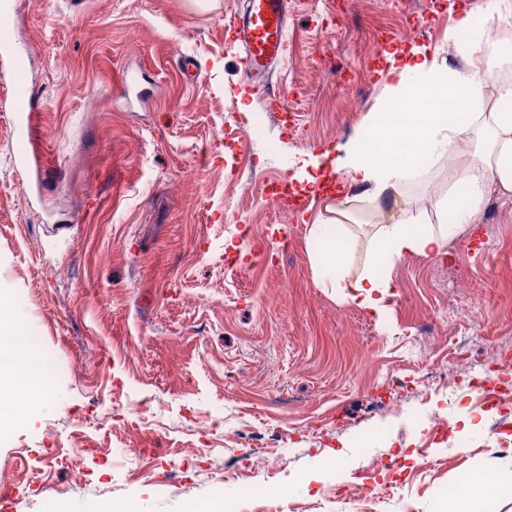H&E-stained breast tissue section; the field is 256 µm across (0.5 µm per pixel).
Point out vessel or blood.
Instances as JSON below:
<instances>
[{"label":"vessel or blood","instance_id":"b4317fda","mask_svg":"<svg viewBox=\"0 0 512 512\" xmlns=\"http://www.w3.org/2000/svg\"><path fill=\"white\" fill-rule=\"evenodd\" d=\"M289 7L288 0H247L243 10L225 27V37L244 52L246 80L249 87H267L272 66L283 59L286 50ZM7 56L14 75L12 109L19 129L30 128L33 115L26 80L21 76L23 55L9 29L0 30V56Z\"/></svg>","mask_w":512,"mask_h":512}]
</instances>
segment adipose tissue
<instances>
[{
    "instance_id": "1",
    "label": "adipose tissue",
    "mask_w": 512,
    "mask_h": 512,
    "mask_svg": "<svg viewBox=\"0 0 512 512\" xmlns=\"http://www.w3.org/2000/svg\"><path fill=\"white\" fill-rule=\"evenodd\" d=\"M486 24L483 16L467 11L449 27L452 37L461 30L474 35L460 54L458 69L439 62L424 46L388 54L392 82L379 112L368 118L355 138L301 160L297 168L299 183L311 192L320 191L328 175L323 168L328 165L331 172L377 201L414 167L413 161L397 152L398 144L414 146L422 155L448 150L460 160L459 167L448 173V193L436 203V225L421 235L403 221L379 227L376 257L382 269L349 277L346 245L321 221L311 224V235L324 243L319 257L324 287L369 315L380 316L393 293V260L441 254L447 240L474 221L491 189L512 192V78L483 66L484 53L512 56V44L489 40ZM414 100L423 103L424 109L407 114L405 108ZM23 333L9 296L0 292V401L10 404L8 411L0 412V422L18 423L37 414L53 391L48 372L11 357L10 344ZM504 489L512 493V484L503 488L474 473L463 492L449 497L447 512H482V503Z\"/></svg>"
}]
</instances>
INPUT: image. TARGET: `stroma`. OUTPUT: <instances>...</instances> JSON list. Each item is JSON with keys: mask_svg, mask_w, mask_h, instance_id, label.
<instances>
[{"mask_svg": "<svg viewBox=\"0 0 512 512\" xmlns=\"http://www.w3.org/2000/svg\"><path fill=\"white\" fill-rule=\"evenodd\" d=\"M1 4L36 115L18 138L0 67V286L56 385L34 421L0 438L9 512L115 500L195 512L235 493L236 450L257 432L274 464L251 472L257 494L237 512H444L460 477L512 472L501 445L512 423L444 381L493 363L491 385L512 391V193H491L493 224L478 220L446 256L394 261L397 286L377 318L323 287L309 227L335 225L356 278L394 202L348 186L307 191L300 221L263 202L297 160L348 141L376 111L389 82L381 33L454 68L447 32L461 8L512 33L497 0H293L288 50L264 93L244 87L224 43L241 0ZM428 11L434 23L418 26ZM184 56L202 69L195 83L180 74ZM270 94L299 113L295 131L269 112ZM243 122L241 142L229 132ZM448 163L433 158L398 182L416 232L435 217L420 199ZM141 400L148 415L134 410ZM437 416L447 438L434 435ZM392 452L405 470L378 499L363 469ZM269 484L283 496H259Z\"/></svg>", "mask_w": 512, "mask_h": 512, "instance_id": "1", "label": "stroma"}]
</instances>
